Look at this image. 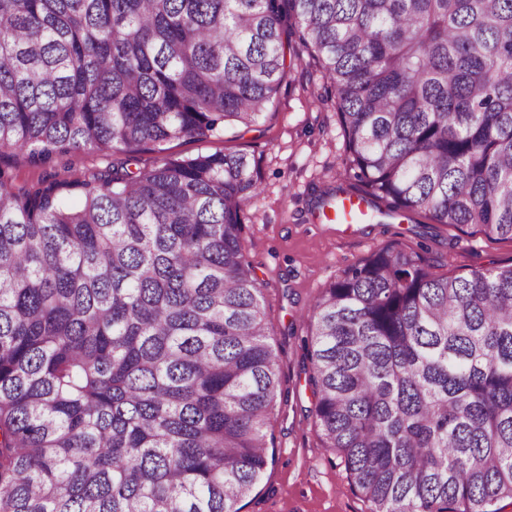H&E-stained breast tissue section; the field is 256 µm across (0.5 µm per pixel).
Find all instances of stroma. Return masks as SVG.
Wrapping results in <instances>:
<instances>
[{"instance_id": "35a3bbf8", "label": "stroma", "mask_w": 512, "mask_h": 512, "mask_svg": "<svg viewBox=\"0 0 512 512\" xmlns=\"http://www.w3.org/2000/svg\"><path fill=\"white\" fill-rule=\"evenodd\" d=\"M280 92L250 128L204 139L181 138L162 149L136 148L102 155L74 151L50 165L31 164L27 153L0 152V168L34 182L69 180L113 165L137 173L167 159L243 154L255 163L261 194L244 208L245 256L262 283L265 323L278 358L282 400L267 430L274 461L242 512H370L352 490L343 462L320 445L311 414L305 340L314 299L336 277L373 251L396 245L420 253L433 272L468 275L512 263V242L490 240L471 228L435 224L413 213L372 214L358 224L328 221L325 192L358 185L345 172V142L321 69L300 43L286 56Z\"/></svg>"}]
</instances>
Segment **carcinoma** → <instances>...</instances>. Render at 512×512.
<instances>
[{"instance_id":"carcinoma-1","label":"carcinoma","mask_w":512,"mask_h":512,"mask_svg":"<svg viewBox=\"0 0 512 512\" xmlns=\"http://www.w3.org/2000/svg\"><path fill=\"white\" fill-rule=\"evenodd\" d=\"M293 36L368 209L512 241V0H0V148L250 127ZM260 193L243 155L0 169V512H241L281 396L245 258ZM309 322L322 447L372 512L512 500V264L436 275L382 248Z\"/></svg>"}]
</instances>
